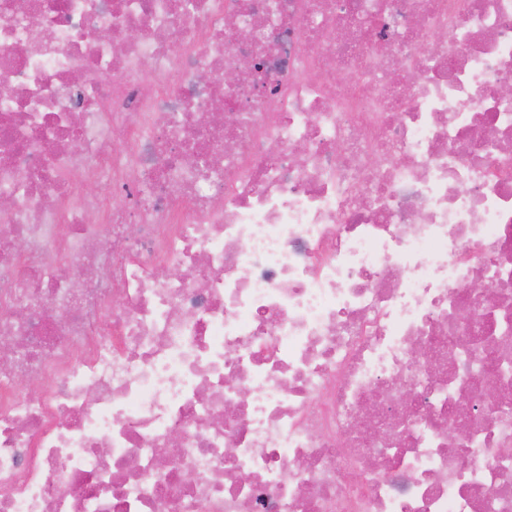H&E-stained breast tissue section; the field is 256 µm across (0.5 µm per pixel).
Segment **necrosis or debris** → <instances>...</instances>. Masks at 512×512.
Instances as JSON below:
<instances>
[{
  "label": "necrosis or debris",
  "mask_w": 512,
  "mask_h": 512,
  "mask_svg": "<svg viewBox=\"0 0 512 512\" xmlns=\"http://www.w3.org/2000/svg\"><path fill=\"white\" fill-rule=\"evenodd\" d=\"M0 84V512H512V0H0Z\"/></svg>",
  "instance_id": "necrosis-or-debris-1"
}]
</instances>
